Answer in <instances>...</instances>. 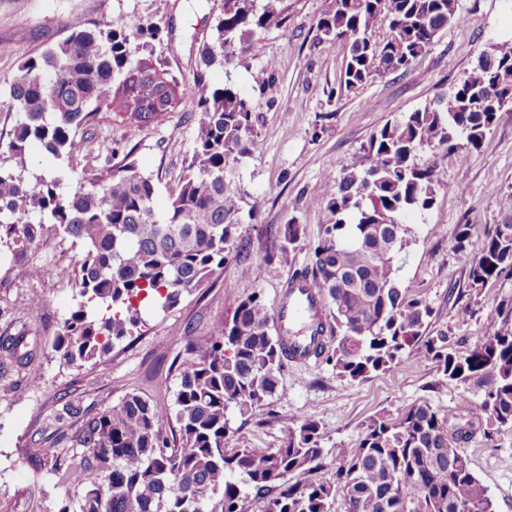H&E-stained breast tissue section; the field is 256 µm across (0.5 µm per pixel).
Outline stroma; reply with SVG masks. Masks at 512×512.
<instances>
[{
    "label": "stroma",
    "instance_id": "obj_1",
    "mask_svg": "<svg viewBox=\"0 0 512 512\" xmlns=\"http://www.w3.org/2000/svg\"><path fill=\"white\" fill-rule=\"evenodd\" d=\"M328 3L284 0L287 21L264 34L260 51L237 50L225 67L203 73L199 51L223 14L224 0H0L1 89L23 61L62 41L71 20L103 22L120 14L131 27L162 28L154 55L170 74L190 83L200 76L212 87L230 82L249 98L255 147L232 165L228 177L240 197L245 257L260 269L245 277L237 261H228L178 305L148 312L145 325L114 346L110 361L63 366L51 343L78 297L73 282L55 271L76 266L83 242L48 224L27 248L1 243L0 338L27 332L37 338L38 352L31 364L9 361L0 370V512H55L60 500H78L79 492L60 482L54 465L86 456V449L71 442L84 417L119 406L131 393L173 403L187 340L205 345L238 302L255 292L276 312L295 272L311 265L313 243L334 221L319 204L327 176H339L386 122L460 84L490 45L512 41L506 18L512 0H458L461 23L440 31L406 73L374 77L347 93L339 88L346 46L316 38ZM270 59L276 64L271 94L262 90ZM199 115L195 100L186 97L131 137L120 119L102 112L79 131L80 152L60 161L46 157L42 164L78 172L92 165L116 170L135 161L140 173L154 178L163 205L188 174ZM257 198L263 206L254 215L250 208ZM510 213L512 102L498 112L478 150L462 162L445 160L432 207L405 220L409 244L396 260L398 278L434 308L428 335L446 332L461 351L487 336L486 314L512 296V277L466 294L474 256L455 250L453 236L457 225H473L480 234ZM289 224L300 226L301 239L284 251L280 245ZM33 267L45 269V276H29ZM32 298L40 301L34 311L27 306ZM280 382L279 392L250 414L229 409L228 447H281L291 429L312 418L323 449L311 474L315 481L333 479L337 449L356 447L372 418H397L423 403L445 417L460 396L434 362L412 354L357 381L338 377L321 361L291 362ZM462 452L496 512H512V429L494 431L489 440L476 434Z\"/></svg>",
    "mask_w": 512,
    "mask_h": 512
}]
</instances>
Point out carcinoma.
I'll use <instances>...</instances> for the list:
<instances>
[{"mask_svg": "<svg viewBox=\"0 0 512 512\" xmlns=\"http://www.w3.org/2000/svg\"><path fill=\"white\" fill-rule=\"evenodd\" d=\"M282 3L224 0L199 67H224L239 46L259 50L261 34L285 23ZM459 22L457 0H330L317 30L347 44L339 87L352 92L376 75L408 69ZM384 24L389 35L378 40ZM68 29L19 66L6 92L21 119L8 145L12 166L0 164V242L26 247L50 222L85 243L74 269L56 270L83 298L52 342L59 363L71 366L107 361L113 345L139 327L144 304L177 305L243 253L238 196L226 172L252 154L254 140L249 101L234 86L214 88L200 77L186 83L158 66L160 28L134 30L114 15L102 23L76 19ZM185 96L196 99L200 117L189 174L163 210L153 178L133 161L117 171L88 167L68 191L61 171L30 170V145L69 158L80 151L79 130L102 110L133 137ZM511 101L512 45L499 43L450 95L387 122L365 156L328 180L317 204L336 220L314 245L312 265L292 278L330 300L333 324L316 317L312 345L301 350L270 334L260 294L241 300L207 348L187 346L175 407L132 393L83 422L73 444L91 456L59 469L64 483L82 491L79 512H241L242 485L266 498L264 512H329L339 493L348 512H495L460 447L479 431L489 440L492 427L512 428V296L487 313L491 333L461 354L443 332L422 335L433 307L401 286L394 259L408 244L405 215L429 209L441 181L443 164L429 156L465 160ZM454 247L474 254L469 290L512 276V217L482 236L458 225ZM327 329L336 334L331 353L318 341ZM35 349L23 334L0 342L20 365ZM300 350L351 380L414 351L462 388L456 413L441 418L424 404L398 419H371L357 447L336 449L334 483L302 479L323 454L311 418L281 448L226 453L229 407L245 416L277 394L286 362ZM172 422L173 439L166 431Z\"/></svg>", "mask_w": 512, "mask_h": 512, "instance_id": "1", "label": "carcinoma"}]
</instances>
